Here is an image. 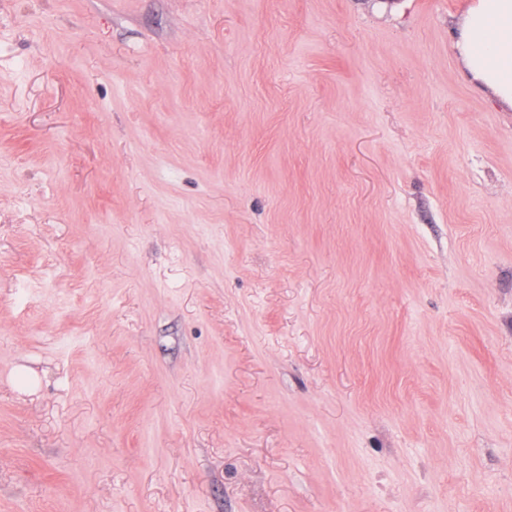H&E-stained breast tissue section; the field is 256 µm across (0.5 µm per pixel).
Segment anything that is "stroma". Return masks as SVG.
<instances>
[{
	"mask_svg": "<svg viewBox=\"0 0 512 512\" xmlns=\"http://www.w3.org/2000/svg\"><path fill=\"white\" fill-rule=\"evenodd\" d=\"M468 4L0 0V512H512Z\"/></svg>",
	"mask_w": 512,
	"mask_h": 512,
	"instance_id": "1",
	"label": "stroma"
}]
</instances>
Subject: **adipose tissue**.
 <instances>
[{"label": "adipose tissue", "mask_w": 512, "mask_h": 512, "mask_svg": "<svg viewBox=\"0 0 512 512\" xmlns=\"http://www.w3.org/2000/svg\"><path fill=\"white\" fill-rule=\"evenodd\" d=\"M454 47L469 77L512 108V0H473Z\"/></svg>", "instance_id": "adipose-tissue-1"}]
</instances>
